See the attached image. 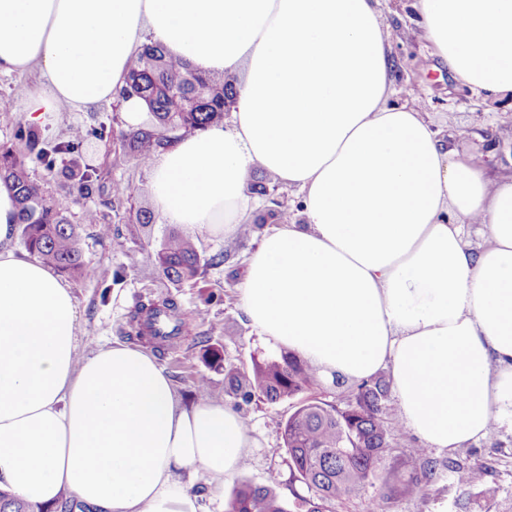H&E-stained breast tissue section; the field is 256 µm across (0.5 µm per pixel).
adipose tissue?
Masks as SVG:
<instances>
[{"label": "adipose tissue", "mask_w": 512, "mask_h": 512, "mask_svg": "<svg viewBox=\"0 0 512 512\" xmlns=\"http://www.w3.org/2000/svg\"><path fill=\"white\" fill-rule=\"evenodd\" d=\"M378 0H0V74L32 71L40 124L121 100L150 43L200 74L243 73L230 123L182 136L151 165L170 224L237 234L258 168L297 190L300 220L266 232L238 286L259 339L320 375L389 370L401 418L452 450L512 425V175H492L393 102ZM454 79L512 93V0H415ZM0 182V487L32 503L70 493L91 512H199L181 472L215 489L251 446L244 418L185 406L148 352L80 354L70 286L17 254ZM483 239H463L464 225Z\"/></svg>", "instance_id": "adipose-tissue-1"}]
</instances>
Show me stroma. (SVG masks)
<instances>
[{
    "mask_svg": "<svg viewBox=\"0 0 512 512\" xmlns=\"http://www.w3.org/2000/svg\"><path fill=\"white\" fill-rule=\"evenodd\" d=\"M381 10L396 63L394 100L412 102L430 126L460 152L492 171H512V123L504 116L512 103L475 93L454 80L400 0H381ZM77 125L89 130L112 128L111 104L93 112L60 113L37 132L46 140H63L70 127ZM82 150L101 171L99 187L90 197L73 200L59 181L47 179L48 191L67 204L70 220L79 228L83 258L96 271L94 277L69 281L77 303L80 353L117 341L142 347L154 353L185 401L198 400L195 383L204 376L209 380L208 398L228 402L223 366L209 363L198 338H206L218 348L225 364L244 371L251 370L254 362L281 356L280 351L264 347L252 331L237 291L248 255L260 241V231L248 221L241 225L236 238L227 240L181 227V234L194 237L205 255L224 251L228 257L224 263L208 267L198 280L171 282L150 258L168 224L158 213L146 226L136 220L138 210L153 208L149 169L136 165L106 138H89ZM117 181L128 185L127 195L113 196L112 185ZM89 210L111 224V238H102L99 226L85 221ZM164 298L176 302L184 329L176 345L161 348L149 339L134 337L130 319L142 304ZM292 411L293 402L288 398L273 404L259 399L241 404L239 412L249 422L253 446L233 479L218 492L205 476L181 477L204 512H225L234 489L243 483L273 485L282 501L293 502L288 455L282 449V428ZM418 443L411 430L402 429L370 483L356 496L337 503L334 512H366L374 501L382 512H512V427H494L485 437L449 452L430 450V457L436 460L452 459L464 467H481L484 476L480 483L464 489L445 478L433 483L426 496L386 498L388 485L403 482L411 472L420 470V460L408 455L409 447Z\"/></svg>",
    "mask_w": 512,
    "mask_h": 512,
    "instance_id": "obj_1",
    "label": "stroma"
}]
</instances>
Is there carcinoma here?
I'll use <instances>...</instances> for the list:
<instances>
[{
	"instance_id": "obj_1",
	"label": "carcinoma",
	"mask_w": 512,
	"mask_h": 512,
	"mask_svg": "<svg viewBox=\"0 0 512 512\" xmlns=\"http://www.w3.org/2000/svg\"><path fill=\"white\" fill-rule=\"evenodd\" d=\"M231 75L221 81L195 73L187 63L168 58L158 45L144 47L132 61L124 92L143 100L150 121L136 128H121L112 137L121 141L126 153L144 166L173 139L217 124L235 104V84ZM98 136L96 130L74 127L66 140L47 141L31 130H21L17 139L27 153L0 152V181L14 189L18 203L21 241L29 254L75 278L90 275L83 260L77 225L70 222L67 207L47 194L31 179L27 159L35 155L49 177L70 178L72 173L56 170L60 155H80L84 142ZM97 181L95 166L87 162L78 175L75 189L79 197L92 194ZM291 217L279 203L256 219L259 224L279 223ZM154 264L171 282L196 278L207 266L224 262V254L205 257L188 236L174 231L163 235L151 255ZM226 393L243 403L263 399L270 403L293 399L321 385L317 369L300 357L284 353L278 359L253 363L245 373L232 364L224 366ZM390 381L379 374L354 386L345 406L319 398H306L288 416L283 428V447L288 454L290 485L300 484L303 492L293 491L294 499L307 512H331L335 502L357 494L380 467L389 439L401 433V423L385 415ZM409 456L425 460L424 470L399 486H390L388 496H424L435 480L448 476L461 486L479 483L483 470L461 467L453 461L427 459V449H409ZM63 501L42 506L14 498L0 489V512H72ZM226 512H292L263 485L239 487L227 504Z\"/></svg>"
}]
</instances>
